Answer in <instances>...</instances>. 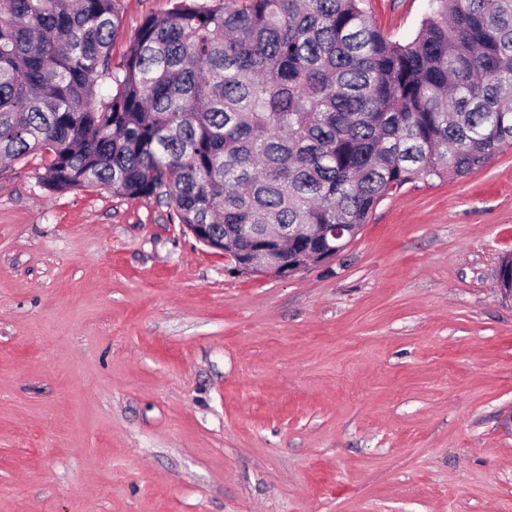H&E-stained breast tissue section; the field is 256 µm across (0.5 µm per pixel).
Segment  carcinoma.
Here are the masks:
<instances>
[{
    "mask_svg": "<svg viewBox=\"0 0 512 512\" xmlns=\"http://www.w3.org/2000/svg\"><path fill=\"white\" fill-rule=\"evenodd\" d=\"M362 0H174L112 60L119 0H0V159L51 192L163 195L212 241L288 256L357 234L391 193L512 148V0H428L384 36ZM111 80L103 94L98 80Z\"/></svg>",
    "mask_w": 512,
    "mask_h": 512,
    "instance_id": "carcinoma-1",
    "label": "carcinoma"
}]
</instances>
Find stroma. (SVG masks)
Wrapping results in <instances>:
<instances>
[{"mask_svg": "<svg viewBox=\"0 0 512 512\" xmlns=\"http://www.w3.org/2000/svg\"><path fill=\"white\" fill-rule=\"evenodd\" d=\"M363 6L408 42L427 0ZM171 7L119 0L113 61ZM41 171L0 173V512H512V148L285 279Z\"/></svg>", "mask_w": 512, "mask_h": 512, "instance_id": "35a3bbf8", "label": "stroma"}]
</instances>
